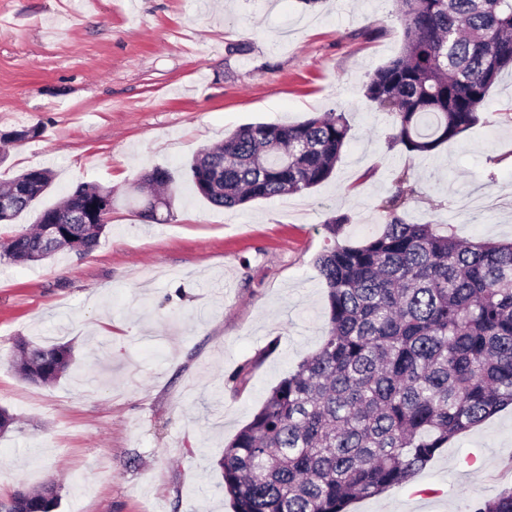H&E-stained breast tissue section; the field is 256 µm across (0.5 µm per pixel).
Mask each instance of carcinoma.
<instances>
[{
	"mask_svg": "<svg viewBox=\"0 0 512 512\" xmlns=\"http://www.w3.org/2000/svg\"><path fill=\"white\" fill-rule=\"evenodd\" d=\"M400 55L375 70L367 98L393 118L394 143L428 153L479 120L491 87L512 70V0H398ZM350 126L345 113L298 124L254 123L198 153L195 192L233 209L307 191L333 173ZM30 168L0 188L17 197L8 224L52 185ZM144 182L166 190L155 168ZM385 202L386 224L360 246L334 244L317 265L328 290L321 347L269 394L218 460L233 512H346L356 500L401 486L448 442L512 405V241L464 243L433 224H411ZM112 189L81 184L44 208L36 227L0 236V261L29 264L98 244ZM64 246L47 249L46 222ZM22 379L48 385L73 366L70 347L15 346ZM60 506L48 483L0 502V512ZM474 512H512V487Z\"/></svg>",
	"mask_w": 512,
	"mask_h": 512,
	"instance_id": "obj_1",
	"label": "carcinoma"
}]
</instances>
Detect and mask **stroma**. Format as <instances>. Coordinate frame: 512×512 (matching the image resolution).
<instances>
[{
    "mask_svg": "<svg viewBox=\"0 0 512 512\" xmlns=\"http://www.w3.org/2000/svg\"><path fill=\"white\" fill-rule=\"evenodd\" d=\"M402 48L395 0H0V133L40 129L9 148L0 180L41 166L55 175L41 205L80 184L115 197L90 253L0 263V407L16 418L0 437V501L55 481L58 512H232L217 461L320 347L326 245L380 234L400 187L406 222L512 239V72L477 123L415 155L366 97ZM333 110L350 131L327 181L237 209L195 193L185 167L201 149ZM156 167L176 180L157 223L132 200ZM21 337L70 345L73 370L23 380ZM511 486L509 407L347 512H473Z\"/></svg>",
    "mask_w": 512,
    "mask_h": 512,
    "instance_id": "stroma-1",
    "label": "stroma"
}]
</instances>
